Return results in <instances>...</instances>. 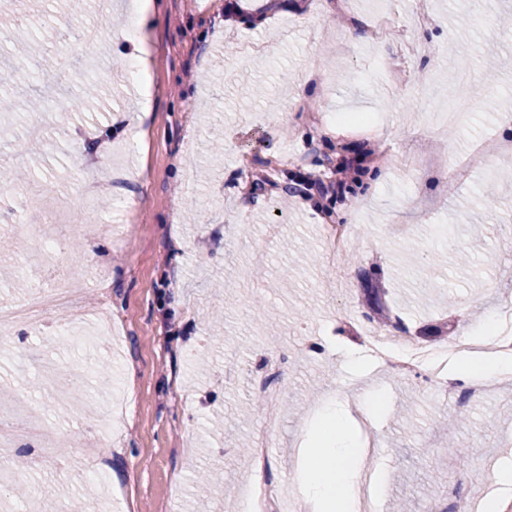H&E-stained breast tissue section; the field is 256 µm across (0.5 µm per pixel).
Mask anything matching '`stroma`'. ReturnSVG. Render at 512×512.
I'll use <instances>...</instances> for the list:
<instances>
[{
	"label": "stroma",
	"mask_w": 512,
	"mask_h": 512,
	"mask_svg": "<svg viewBox=\"0 0 512 512\" xmlns=\"http://www.w3.org/2000/svg\"><path fill=\"white\" fill-rule=\"evenodd\" d=\"M132 0H113L93 54L72 45L74 31L96 22L93 0H0L12 39L0 37V76L32 69L16 43L39 41L28 17L59 4L68 22L63 41L71 79L63 101L95 77L107 111L82 121L50 124L52 151L0 139V166L34 159L35 181L58 176L44 199L63 205L68 223L101 227L81 238L80 253L53 251L30 266L23 291L0 280V307L47 286L59 269L82 280L95 306L107 295L108 313L123 329L112 388L67 403L57 391L86 373V362L107 361L111 344L87 320L35 334L0 327V384L32 392L40 417L72 438L94 425L115 396L127 412L113 447L98 458L105 483L91 481L78 449L65 448L49 479L66 495L108 502L107 512H242L238 489L250 471L245 449L263 428V413L240 417L251 404V383L269 364L279 366L280 424L272 435L271 476L296 491L297 450L312 433L316 406L340 395L357 410L365 392L381 407L357 438L371 442L364 471L383 475L375 512H409L443 502L458 474L464 497H480L495 466L512 467V386L470 401L457 411L458 387L401 378L368 360L348 365L346 342L365 344L368 327L397 325L409 341L440 344L478 332L492 319L497 297L512 290V181H489L500 142L512 139V0H150L142 9L150 48V87L129 77L132 46L114 31ZM387 16L384 41L351 31ZM407 80L394 84L388 65ZM482 89L462 123L434 124L449 107L458 71ZM308 84L299 97V84ZM324 112L371 113L370 139L339 137L316 123ZM447 146L448 163L480 151L486 166L455 180L438 171L404 167L411 154ZM115 148L99 173L121 162L127 182L110 191L109 206L86 201L90 172L84 157ZM292 162L265 184H253L270 158ZM360 167L353 182L330 191V163ZM385 165L388 178L370 194L358 183ZM320 179L327 192L292 196L294 186ZM24 198L0 185V267L21 259L18 228ZM354 224L358 235L341 270L323 265L325 223ZM112 267L107 288L96 285L88 256ZM316 337L312 356L303 339ZM208 473L206 490L193 479Z\"/></svg>",
	"instance_id": "35a3bbf8"
}]
</instances>
